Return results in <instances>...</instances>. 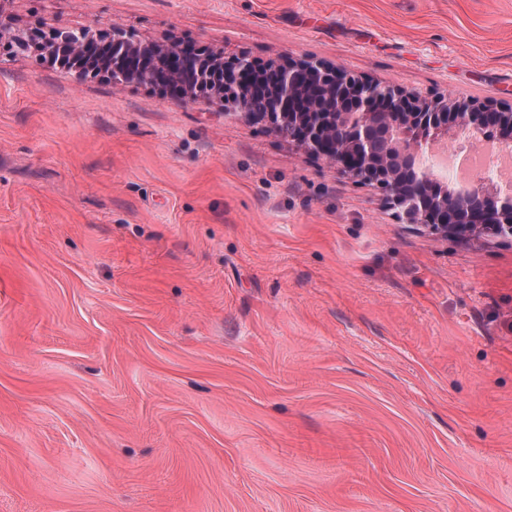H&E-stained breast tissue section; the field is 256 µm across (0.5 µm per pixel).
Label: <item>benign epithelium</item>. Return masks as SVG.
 <instances>
[{"label":"benign epithelium","instance_id":"7a95c632","mask_svg":"<svg viewBox=\"0 0 512 512\" xmlns=\"http://www.w3.org/2000/svg\"><path fill=\"white\" fill-rule=\"evenodd\" d=\"M14 54L41 49L94 77L137 82L153 88L185 89L184 96L215 98L238 106L244 116L264 120L270 131L300 143L312 154L340 165L359 182L384 191L388 207L433 234L512 239V191L479 177L461 190L448 175L423 163L429 147L463 139L474 142L487 126L500 144L512 146V104L438 95L423 98L395 86L351 76L320 62H288L275 69L269 88H256L255 63L242 57L233 75L221 57L142 43L119 26L104 36L58 28L50 35L15 33Z\"/></svg>","mask_w":512,"mask_h":512}]
</instances>
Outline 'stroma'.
Returning a JSON list of instances; mask_svg holds the SVG:
<instances>
[{
    "label": "stroma",
    "instance_id": "35a3bbf8",
    "mask_svg": "<svg viewBox=\"0 0 512 512\" xmlns=\"http://www.w3.org/2000/svg\"><path fill=\"white\" fill-rule=\"evenodd\" d=\"M512 102V0H0ZM0 512H512V241L231 103L0 51Z\"/></svg>",
    "mask_w": 512,
    "mask_h": 512
}]
</instances>
